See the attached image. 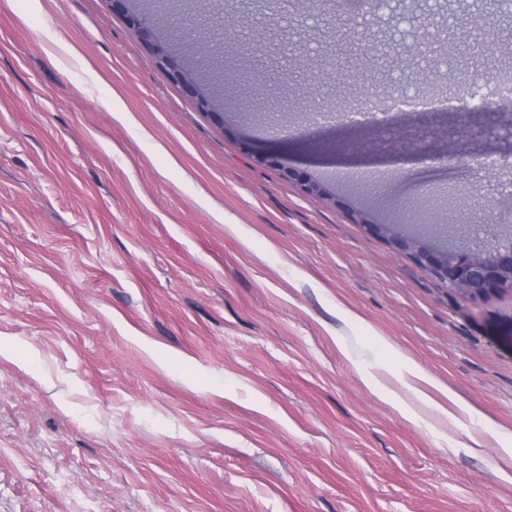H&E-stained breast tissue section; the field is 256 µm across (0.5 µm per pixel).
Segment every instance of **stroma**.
<instances>
[{
	"label": "stroma",
	"mask_w": 512,
	"mask_h": 512,
	"mask_svg": "<svg viewBox=\"0 0 512 512\" xmlns=\"http://www.w3.org/2000/svg\"><path fill=\"white\" fill-rule=\"evenodd\" d=\"M223 3L242 20L197 56L181 19L207 0L144 4L178 61L207 62L214 114L110 0H0V512H512V288L463 298L351 218L413 233L422 197L474 240L512 230L487 203L512 167L484 163L512 159V100L497 124L388 105L439 60L453 87L466 62L512 71V18L422 0L410 55L367 2ZM368 92L392 125L310 133ZM262 114L281 142L259 156ZM410 361L472 416L415 400Z\"/></svg>",
	"instance_id": "stroma-1"
}]
</instances>
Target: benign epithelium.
<instances>
[{
    "mask_svg": "<svg viewBox=\"0 0 512 512\" xmlns=\"http://www.w3.org/2000/svg\"><path fill=\"white\" fill-rule=\"evenodd\" d=\"M111 2L112 10L125 18L170 80L195 99L201 110H213V97L206 86L196 74L176 62L169 48L159 40L157 20L129 8V0ZM354 218L369 235L385 239L393 250L412 258L464 298L482 299L505 286L512 287V236L509 234L488 245L468 238L454 247H438L420 235L398 232L391 224L370 222L359 213Z\"/></svg>",
    "mask_w": 512,
    "mask_h": 512,
    "instance_id": "1",
    "label": "benign epithelium"
}]
</instances>
